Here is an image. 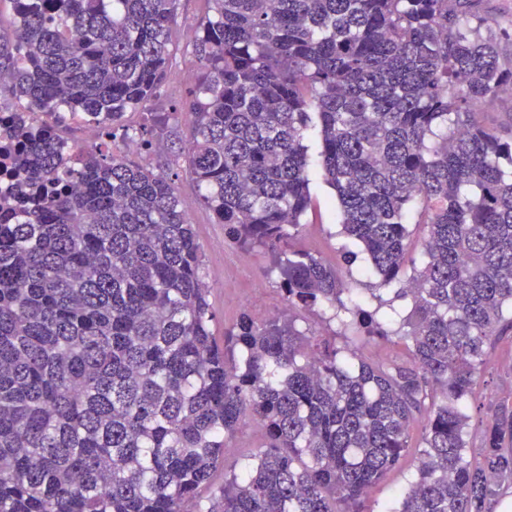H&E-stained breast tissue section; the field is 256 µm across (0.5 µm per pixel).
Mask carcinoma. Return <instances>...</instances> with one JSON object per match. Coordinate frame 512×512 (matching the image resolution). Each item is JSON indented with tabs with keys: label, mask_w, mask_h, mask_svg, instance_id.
<instances>
[{
	"label": "carcinoma",
	"mask_w": 512,
	"mask_h": 512,
	"mask_svg": "<svg viewBox=\"0 0 512 512\" xmlns=\"http://www.w3.org/2000/svg\"><path fill=\"white\" fill-rule=\"evenodd\" d=\"M12 2L0 100L108 132L167 78L177 0ZM209 2L187 170L225 236L271 255L290 315L243 313L219 347L172 182L98 151L68 167L59 138L19 124L28 190L0 196V512H359L418 421L388 512H492L512 489V388L475 423L468 409L512 328V134L478 106L512 90V32L481 0ZM313 166L367 256L373 308L294 244ZM318 308L340 331L298 328ZM348 330L408 358L364 359L338 344ZM247 422L267 445L202 508Z\"/></svg>",
	"instance_id": "1"
}]
</instances>
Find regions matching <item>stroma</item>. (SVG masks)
I'll list each match as a JSON object with an SVG mask.
<instances>
[{"instance_id": "35a3bbf8", "label": "stroma", "mask_w": 512, "mask_h": 512, "mask_svg": "<svg viewBox=\"0 0 512 512\" xmlns=\"http://www.w3.org/2000/svg\"><path fill=\"white\" fill-rule=\"evenodd\" d=\"M211 10L209 0H179L177 16L171 27V42L176 53L168 67L169 75L161 96L147 110L127 113L115 126L106 142L107 152L127 158L131 163L152 170L170 179L180 197L183 209L202 246L205 281L210 288L209 302L213 312L211 332L216 341H223L224 330L241 313L262 320L274 313L284 314L288 304L280 289V278L272 267L271 257L260 251H246L224 236L223 225L217 224L212 212L201 202L197 187L187 171L185 146L189 136L187 117L183 112L186 90L198 72L192 52V31ZM153 139L141 151L129 152V139H141L143 134ZM310 191L315 203L306 217L307 223L298 240L300 247L310 250L331 264H343L344 253L353 249V242L339 235L338 207L334 192L321 177H312ZM348 264V263H345ZM364 258L348 264L344 282L353 294L362 295L367 279L361 269ZM512 349V333L497 338L488 351V366L477 378L479 398L503 396L512 388V373L500 363ZM263 431L254 424L240 428L224 451V463L216 470L201 492L202 502L218 496L224 485V475L239 468L245 456L266 445ZM413 469L412 461H404L388 472L362 497L361 512H384L400 491L406 488Z\"/></svg>"}]
</instances>
